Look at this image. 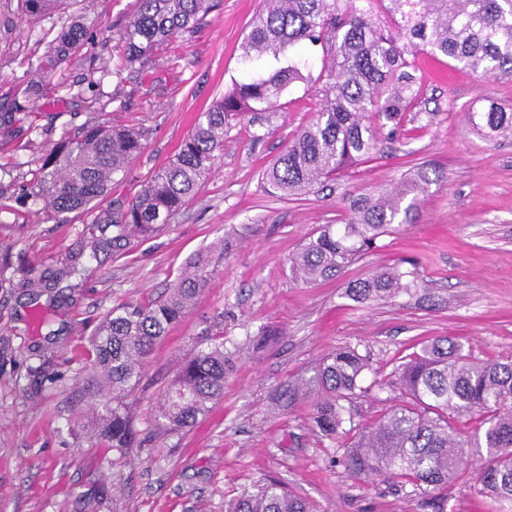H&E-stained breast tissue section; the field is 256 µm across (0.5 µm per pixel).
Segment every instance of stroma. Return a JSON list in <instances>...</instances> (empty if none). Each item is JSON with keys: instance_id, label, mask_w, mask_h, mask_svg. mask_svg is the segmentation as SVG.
I'll list each match as a JSON object with an SVG mask.
<instances>
[{"instance_id": "1", "label": "stroma", "mask_w": 512, "mask_h": 512, "mask_svg": "<svg viewBox=\"0 0 512 512\" xmlns=\"http://www.w3.org/2000/svg\"><path fill=\"white\" fill-rule=\"evenodd\" d=\"M259 8L260 0H223L192 35L124 70L119 39L136 0H71L35 20L19 0H0V113L23 106L0 125V251L10 256L0 266V512H224L271 480L316 512H432L431 492L350 479L335 461L336 442L312 431L311 401L289 402L288 392L345 345L370 356L369 384L431 337L455 338L482 360L512 355V138H484L466 118L488 103L512 108V75L479 79L419 55L418 108L431 121L407 123L376 159L282 200L266 192L262 173L316 109L314 93L297 88L264 140L249 126L230 128L212 173L162 233L116 250L101 221L177 153L238 75ZM78 15L87 44L39 75L47 30ZM35 79L39 94L23 97ZM95 94L107 105L104 120L148 129L147 148L93 211L47 218L22 187L43 153L94 120ZM419 172L431 185L413 223L334 280L292 278L290 259L314 228L346 216L355 196ZM220 237L228 246L212 287L156 346L129 399L139 446L119 457L91 436V331L112 308L163 295L182 264ZM403 260L415 264L411 292L364 304L348 297L349 280ZM52 276L57 290L36 287ZM216 316L224 319V397L191 428L160 434L151 408ZM443 496L444 512H495L470 465Z\"/></svg>"}]
</instances>
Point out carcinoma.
<instances>
[{
    "mask_svg": "<svg viewBox=\"0 0 512 512\" xmlns=\"http://www.w3.org/2000/svg\"><path fill=\"white\" fill-rule=\"evenodd\" d=\"M221 2L138 0L135 16L121 33L123 60L143 62L170 38L192 34ZM65 3L22 0L34 19ZM86 41L87 28L70 24L39 60V70L55 71ZM307 50L321 52L324 60L315 79L304 73ZM421 53L445 57L479 78L512 75V0H263L242 43L240 78L201 113L179 152L150 176L131 204L103 220L112 225V246L169 224L210 175L232 122L247 123L253 140H263L283 118L281 98L300 83L316 87L317 108L265 169L268 191L291 200L345 167L373 158L382 140L398 136L405 122L424 114L417 110L421 76L415 59ZM469 121L489 139L512 137V108L492 103L469 113ZM147 138L145 130L128 125H88L37 160L31 194L56 217L86 211L117 177L127 175ZM429 184L421 175L354 200L341 223L324 224L305 238L291 258L295 277L306 284L334 278L368 256L379 238L413 220L417 195ZM411 193L412 201L404 203ZM214 251L190 258L159 300L112 309L90 338L95 427L121 457L134 448L127 398L157 341L210 285ZM412 277L397 266L380 270L349 282V295L361 303L393 297L414 286ZM225 370L224 342L212 343L210 334H203L156 402L155 426L181 431L195 424L223 397ZM371 371L368 355L340 347L288 395L290 403L317 397L311 416L317 435L348 438L338 459L348 476L395 478L434 492L475 458L480 493L497 505V512H512V356L482 361L457 340H428L386 379L374 382L381 390L398 391V400L379 419L360 425L350 402L368 393L363 381ZM463 419L472 424L466 436L456 428ZM225 512H314V507L279 483L267 482L255 493H242Z\"/></svg>",
    "mask_w": 512,
    "mask_h": 512,
    "instance_id": "1",
    "label": "carcinoma"
}]
</instances>
